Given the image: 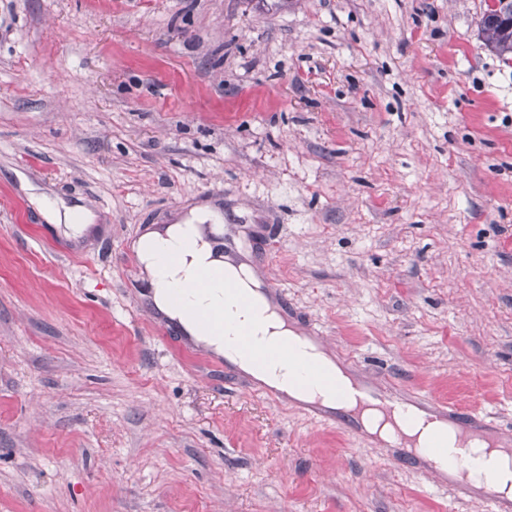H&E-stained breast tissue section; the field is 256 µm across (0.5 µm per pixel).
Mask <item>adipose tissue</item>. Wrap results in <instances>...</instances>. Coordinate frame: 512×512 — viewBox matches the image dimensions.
Here are the masks:
<instances>
[{
    "label": "adipose tissue",
    "mask_w": 512,
    "mask_h": 512,
    "mask_svg": "<svg viewBox=\"0 0 512 512\" xmlns=\"http://www.w3.org/2000/svg\"><path fill=\"white\" fill-rule=\"evenodd\" d=\"M31 202L45 223L61 227L65 234L74 237L84 234L93 221L89 212L47 201L42 196L32 197ZM213 218L210 212L196 214L181 223L146 231L136 241L135 250L150 285L148 298L154 310L206 350L225 355L231 343L228 332L215 327L203 328L200 315L220 300L224 284L232 283L245 300L243 306L233 311V323L239 329L251 331L261 344L283 338L293 340L302 353L321 364L326 380L304 384L289 376L287 368L277 362L259 364L245 356L236 357L238 367L294 399L334 405L333 387L335 383L346 381V374L313 341L289 328L277 306L261 292L257 276L249 265L222 259L217 239L220 229L213 226ZM179 286L189 291L181 303L172 298L173 288ZM365 419L370 429L380 430L388 437L394 430H402L420 451L436 436L442 437L450 448L458 440L454 429L424 422L419 417H400L391 425L385 423L381 413L369 411Z\"/></svg>",
    "instance_id": "ef3b65f1"
}]
</instances>
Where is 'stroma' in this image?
<instances>
[{"instance_id":"1","label":"stroma","mask_w":512,"mask_h":512,"mask_svg":"<svg viewBox=\"0 0 512 512\" xmlns=\"http://www.w3.org/2000/svg\"><path fill=\"white\" fill-rule=\"evenodd\" d=\"M483 10L0 0V512H480L190 347L132 245L218 206L347 372L512 437V65ZM31 202L45 223L54 224L66 235L73 237L81 236L93 221L92 214L87 211L67 207L63 203L59 204L56 201L48 202L42 196H33ZM62 225L63 229H61Z\"/></svg>"}]
</instances>
